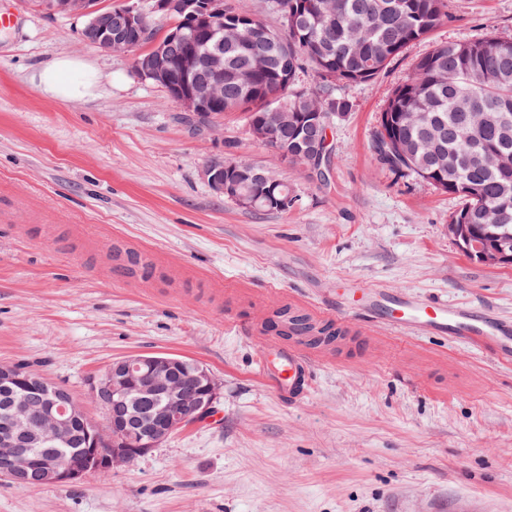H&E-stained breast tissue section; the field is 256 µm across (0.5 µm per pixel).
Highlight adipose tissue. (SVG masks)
Segmentation results:
<instances>
[{"label": "adipose tissue", "instance_id": "adipose-tissue-1", "mask_svg": "<svg viewBox=\"0 0 512 512\" xmlns=\"http://www.w3.org/2000/svg\"><path fill=\"white\" fill-rule=\"evenodd\" d=\"M34 81L44 96L62 103L94 99L112 90L111 74L68 54L55 57L39 69Z\"/></svg>", "mask_w": 512, "mask_h": 512}]
</instances>
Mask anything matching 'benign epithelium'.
<instances>
[{
	"instance_id": "obj_1",
	"label": "benign epithelium",
	"mask_w": 512,
	"mask_h": 512,
	"mask_svg": "<svg viewBox=\"0 0 512 512\" xmlns=\"http://www.w3.org/2000/svg\"><path fill=\"white\" fill-rule=\"evenodd\" d=\"M41 5L55 13L81 14L88 17L86 32L91 45L104 51L136 52L137 73L153 80L186 112L200 118L211 112L217 90L224 85V39L202 52L192 42L199 28L213 31V23L224 15L222 0H150L126 2L122 6L125 30L114 32L98 25L100 0H41ZM158 14L173 21L166 34L149 38L146 16ZM137 30L149 39L148 48L126 39L125 31ZM181 51L173 53L175 46ZM252 175L262 188L253 195L240 193L242 178ZM204 175L219 196H226L245 208H253L259 200L280 209L295 204V198L276 195L279 179L268 170L256 172L255 165L223 161L221 166L208 167ZM471 256L485 264L511 265L512 253L489 251L473 243ZM181 361L165 356L133 355L112 361L88 386L89 396L107 413V433L93 424L83 406L70 392L43 377L23 371L15 365H0V381L18 390V400L0 425V477L15 487L24 488L34 481L58 484L82 479L95 470L132 464L147 449L157 448L185 422L202 420L211 412L218 395L210 372L197 365L183 375L174 374ZM161 393L165 401L147 416L140 427L127 426V413L140 399ZM85 428L89 452L54 463L37 462L25 439L36 445H66L70 442L75 422Z\"/></svg>"
}]
</instances>
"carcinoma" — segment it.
Here are the masks:
<instances>
[{"mask_svg": "<svg viewBox=\"0 0 512 512\" xmlns=\"http://www.w3.org/2000/svg\"><path fill=\"white\" fill-rule=\"evenodd\" d=\"M278 26L242 5L224 10V90L212 107L269 120L279 108L302 117L345 114L352 102L334 86L373 81L411 44L450 20L448 0H274ZM309 69L315 82L299 83ZM276 91L278 99L267 101ZM377 161L410 172L456 196L452 217L472 224V239L512 250V40L488 34L470 42H436L386 96L373 139ZM269 327L320 347L341 335L307 314L276 309ZM79 448H36L45 461Z\"/></svg>", "mask_w": 512, "mask_h": 512, "instance_id": "1", "label": "carcinoma"}]
</instances>
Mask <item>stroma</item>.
I'll return each instance as SVG.
<instances>
[{"label":"stroma","mask_w":512,"mask_h":512,"mask_svg":"<svg viewBox=\"0 0 512 512\" xmlns=\"http://www.w3.org/2000/svg\"><path fill=\"white\" fill-rule=\"evenodd\" d=\"M432 36L512 38V0H448ZM0 364L69 389L104 424L89 381L134 354L192 358L212 374V416L130 465L19 489L0 512H512V361L354 315L346 340L308 350L298 403L255 372L285 304L320 324L365 284L486 306L512 318V264L468 258L448 233L457 197L397 176L371 144L389 91L428 44L367 85L340 84L329 182L255 140L245 113L200 123L142 80L133 53L87 43L81 16L0 0ZM59 54L111 73L88 102L46 99L33 73ZM264 167L296 197L264 214L218 196L214 161ZM147 269L127 274L113 246Z\"/></svg>","instance_id":"1"}]
</instances>
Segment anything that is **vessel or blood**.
<instances>
[{"instance_id": "vessel-or-blood-1", "label": "vessel or blood", "mask_w": 512, "mask_h": 512, "mask_svg": "<svg viewBox=\"0 0 512 512\" xmlns=\"http://www.w3.org/2000/svg\"><path fill=\"white\" fill-rule=\"evenodd\" d=\"M355 310L403 334L443 336L479 347L499 360L512 359V320L493 312L374 289L361 293ZM257 372L292 401L305 395L311 381L310 363L299 342L269 351L258 362Z\"/></svg>"}]
</instances>
